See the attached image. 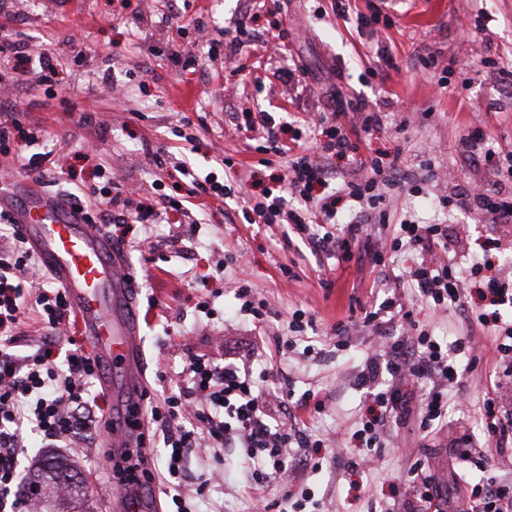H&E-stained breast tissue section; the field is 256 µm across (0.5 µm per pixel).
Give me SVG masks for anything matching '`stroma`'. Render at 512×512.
Listing matches in <instances>:
<instances>
[{"label": "stroma", "mask_w": 512, "mask_h": 512, "mask_svg": "<svg viewBox=\"0 0 512 512\" xmlns=\"http://www.w3.org/2000/svg\"><path fill=\"white\" fill-rule=\"evenodd\" d=\"M17 2L0 0V38L47 51L57 74L50 86L34 75L18 83L11 79L12 62L0 60V103L14 102L23 129L35 134L39 151L50 153L44 191L77 198L78 184L97 183L105 174L124 192L176 197L185 182L182 162L242 180L241 195L222 203L204 198L203 208L182 222L148 230L130 222L104 227L123 241L136 279L153 402L170 389L158 381L159 371H181L194 355L247 362L257 373L279 370L298 394L321 390L326 407L310 427L324 442L323 454L339 456L340 463L295 477L294 488L313 499L311 512H377L402 496L418 459L453 479L463 464L450 442L465 432L476 437L463 465L472 477L512 484V450L480 436L482 400L499 370L495 330L429 305L418 320L436 338L473 336L482 343L480 365L462 376L467 405L449 413L447 428L427 436L413 416L390 426L382 470L348 469L347 442L367 409L353 375L377 335L359 329L342 347L332 327L340 319L361 320L383 299L384 284L370 263L337 265L300 239L285 241L282 225L248 224L238 216L285 164L257 151L245 128L249 113H271L284 141L311 148L304 116L341 111L353 126L359 114L374 112L379 126L352 136L353 151L334 167L347 172L378 155L413 178L417 189L394 201L386 232L396 233L406 218L447 225L458 254L487 260L502 279L512 278V225L488 223L474 205L448 211L437 204L438 197L475 183L512 195V183L473 164L464 145L478 130L484 147L512 151V0H391L389 23L362 27L337 19L336 0H178L183 31L165 21L169 0H55L51 12L22 14ZM243 25L249 37L237 36ZM182 43L193 44V53L174 56ZM431 59L447 69L446 82L426 69ZM489 59L496 69L486 68ZM184 115L190 124L181 123ZM158 149L167 154L161 169L151 156ZM427 158L429 171L422 166ZM230 253L244 254L245 263L216 276L215 265ZM285 266L294 279L283 277ZM243 284L266 302L263 323L252 322L236 299ZM297 309L312 315L315 328L295 337L288 319ZM56 454L78 472L85 512H108L100 489L115 469L104 436ZM186 469L189 512H256L259 497L283 493L275 483L251 484L239 448L190 456ZM216 472L223 482L197 495L199 477Z\"/></svg>", "instance_id": "stroma-1"}]
</instances>
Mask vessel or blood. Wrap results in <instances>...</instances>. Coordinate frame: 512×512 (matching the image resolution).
<instances>
[{
  "label": "vessel or blood",
  "instance_id": "obj_1",
  "mask_svg": "<svg viewBox=\"0 0 512 512\" xmlns=\"http://www.w3.org/2000/svg\"><path fill=\"white\" fill-rule=\"evenodd\" d=\"M0 210L8 211L32 251L64 289L98 362L106 371L103 390L123 380V393L136 400L141 374L138 359L139 318L129 297L132 276L111 238L60 196L44 192L34 181L18 179L0 168Z\"/></svg>",
  "mask_w": 512,
  "mask_h": 512
}]
</instances>
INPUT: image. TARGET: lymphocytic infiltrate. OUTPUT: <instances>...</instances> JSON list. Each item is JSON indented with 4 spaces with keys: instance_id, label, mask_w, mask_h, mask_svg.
<instances>
[{
    "instance_id": "lymphocytic-infiltrate-1",
    "label": "lymphocytic infiltrate",
    "mask_w": 512,
    "mask_h": 512,
    "mask_svg": "<svg viewBox=\"0 0 512 512\" xmlns=\"http://www.w3.org/2000/svg\"><path fill=\"white\" fill-rule=\"evenodd\" d=\"M0 58L14 60L18 77L37 69L41 83H53L56 67L49 53L30 56L21 44L0 40ZM254 131L263 139L262 152L286 157V178L291 190L284 196L266 192L262 199L250 201L242 211L249 224H286L312 248L347 263L361 238L356 224L338 222L341 204L376 209L380 222H388V205L393 194L405 191L406 182L396 166L367 159L355 167L351 179L332 188L335 172L332 158H343L351 149L350 137L339 114L320 116L321 157L295 152L279 136L280 128L267 113L250 118ZM490 214L492 223H512V198L485 191L441 197L442 208H461L470 203ZM96 220L105 224L111 215L130 217L138 224H161L171 214L184 210V202L170 196L133 201L114 194L106 200ZM400 233L392 239L369 241L371 259L376 267L386 268L392 254L418 253L420 262L409 271L410 279L426 302L438 307H456L467 311L472 293L492 306L491 314H478L479 322L503 323L502 306L512 307V286L494 276L483 275L481 264L470 267L445 261L456 243L443 224H418L403 220ZM38 260L18 229L6 214L0 213V512H33L34 490L22 489L23 476L18 468L20 456L30 435L41 437L48 448H77L86 443L96 428L97 399L92 393L100 366L82 349L70 352L64 365L53 359L51 341H43L31 354H19L24 338L19 332L20 318L27 302H34L42 322L51 333L63 331L72 312L61 287L43 283L24 284V276L37 267ZM388 312L407 324L405 333L385 337L380 354L366 359L354 377L370 404L367 415L350 442L356 449L353 468L368 472L374 453L380 448V430L387 422L401 423L416 416L419 431L429 433L445 423L450 403L459 401L461 371L455 364L458 355L466 356L468 368L480 361L479 352L466 338L444 344L428 333H415L413 308L396 298H385L377 309L366 312L364 325H376L380 313ZM159 379H174L175 384L162 403L152 406L150 417L160 428L167 455L162 467L168 476L171 512H187L181 487L184 458L189 449L205 447L243 449L251 461V480L261 486L292 475L288 451H305L303 467L319 470L323 461L319 452L322 439L309 434L305 418L322 412L325 401L319 391L302 394L277 386L258 387L253 369L233 362L217 364L195 356L176 375L159 371ZM419 380L432 385L422 396L405 390L407 382ZM276 398L287 411L279 419L265 410L267 398ZM411 479L405 490L406 512H435L438 501H445L449 512H512V487L496 484L490 477L471 482L468 473L456 475L452 485H443L422 461L411 467Z\"/></svg>"
}]
</instances>
